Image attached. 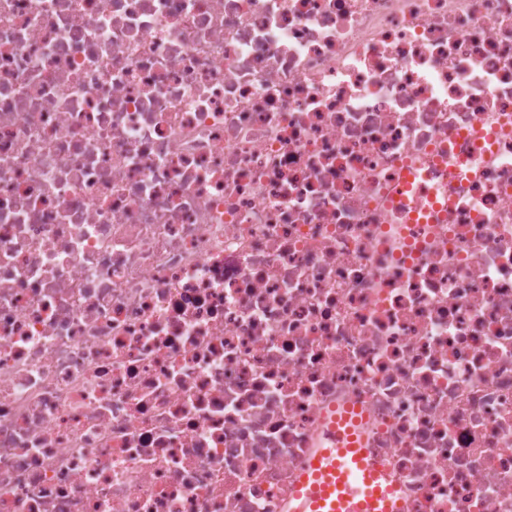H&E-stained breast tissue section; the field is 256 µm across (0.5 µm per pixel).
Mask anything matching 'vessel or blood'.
I'll return each mask as SVG.
<instances>
[{
  "label": "vessel or blood",
  "instance_id": "obj_1",
  "mask_svg": "<svg viewBox=\"0 0 512 512\" xmlns=\"http://www.w3.org/2000/svg\"><path fill=\"white\" fill-rule=\"evenodd\" d=\"M301 475L289 512H403L395 482L357 439L332 430Z\"/></svg>",
  "mask_w": 512,
  "mask_h": 512
}]
</instances>
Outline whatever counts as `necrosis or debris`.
<instances>
[{
	"mask_svg": "<svg viewBox=\"0 0 512 512\" xmlns=\"http://www.w3.org/2000/svg\"><path fill=\"white\" fill-rule=\"evenodd\" d=\"M347 410L512 512V0H0V512H286Z\"/></svg>",
	"mask_w": 512,
	"mask_h": 512,
	"instance_id": "1",
	"label": "necrosis or debris"
}]
</instances>
